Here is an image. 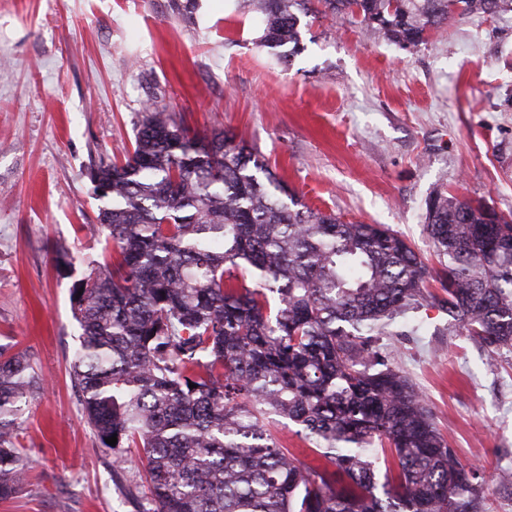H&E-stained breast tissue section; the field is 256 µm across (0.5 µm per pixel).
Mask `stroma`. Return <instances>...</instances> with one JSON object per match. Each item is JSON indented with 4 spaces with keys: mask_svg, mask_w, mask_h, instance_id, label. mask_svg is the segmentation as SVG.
<instances>
[{
    "mask_svg": "<svg viewBox=\"0 0 512 512\" xmlns=\"http://www.w3.org/2000/svg\"><path fill=\"white\" fill-rule=\"evenodd\" d=\"M302 20L303 50L273 59L238 0H0V343L27 351L46 389L19 421L30 479L0 512H135L70 380V293L105 241L86 232L92 155L123 157L151 99L190 128L253 146L289 190L346 221L385 224L430 267L425 201L438 188L512 213V13L455 17L402 49L358 20ZM68 252L60 273L56 251ZM382 343L490 512H512V348L495 366L442 309Z\"/></svg>",
    "mask_w": 512,
    "mask_h": 512,
    "instance_id": "35a3bbf8",
    "label": "stroma"
}]
</instances>
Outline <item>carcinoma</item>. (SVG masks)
Instances as JSON below:
<instances>
[{
	"mask_svg": "<svg viewBox=\"0 0 512 512\" xmlns=\"http://www.w3.org/2000/svg\"><path fill=\"white\" fill-rule=\"evenodd\" d=\"M310 2L242 0L260 18L259 46L285 63L302 50ZM320 2L324 16L355 15L402 49L454 14L512 12V0ZM168 7L194 20L195 0ZM89 173L99 201L89 229L112 243V260L71 290L81 330L71 379L115 462L139 449L136 512H489L479 469L458 461L380 340L438 300L426 291L434 281L448 324L485 363L511 347V218L434 192V271L389 226L310 208L234 134L194 132L156 102L124 159L100 156ZM43 389L28 354L0 344V499L28 479L17 420ZM279 418L324 465L279 442ZM375 444L392 457L380 485Z\"/></svg>",
	"mask_w": 512,
	"mask_h": 512,
	"instance_id": "carcinoma-1",
	"label": "carcinoma"
}]
</instances>
